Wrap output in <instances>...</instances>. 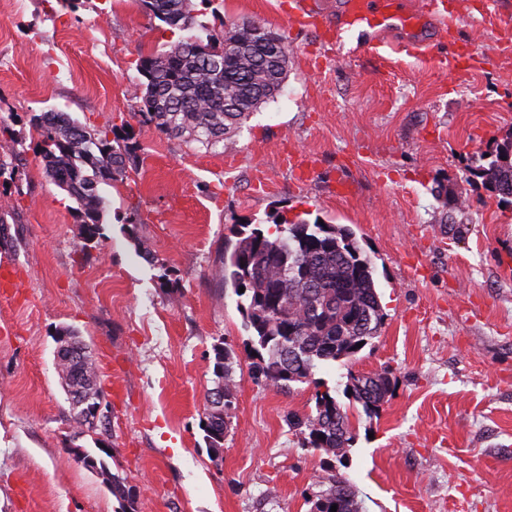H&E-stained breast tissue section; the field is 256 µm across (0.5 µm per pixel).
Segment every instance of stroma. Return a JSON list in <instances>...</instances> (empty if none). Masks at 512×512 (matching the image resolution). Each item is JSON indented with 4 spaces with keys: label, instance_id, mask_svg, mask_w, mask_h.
<instances>
[{
    "label": "stroma",
    "instance_id": "obj_1",
    "mask_svg": "<svg viewBox=\"0 0 512 512\" xmlns=\"http://www.w3.org/2000/svg\"><path fill=\"white\" fill-rule=\"evenodd\" d=\"M448 12L435 56L385 46L354 57L291 28L281 0H211L194 29L255 19L290 48L279 95L206 150L142 122L140 55L179 29L140 0H0V175L9 204L0 262V512H121L76 453L109 448L135 512H310L326 457L302 448L288 412L330 391L356 433L336 473L364 512H512V205L470 169L512 138V0ZM473 45L461 67L453 44ZM66 112L112 124L139 163L98 190L103 235L81 241L74 200L47 177L29 120ZM320 221L354 230L376 266L385 324L351 366L309 383H255L233 288L218 276L232 229ZM142 227L140 240L127 227ZM78 332L110 406L78 429L55 365L57 333ZM232 348L233 428L219 450L200 426L213 347ZM388 371L367 416L351 375Z\"/></svg>",
    "mask_w": 512,
    "mask_h": 512
}]
</instances>
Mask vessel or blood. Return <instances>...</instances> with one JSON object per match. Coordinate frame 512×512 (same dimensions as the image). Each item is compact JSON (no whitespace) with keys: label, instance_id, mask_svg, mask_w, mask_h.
Instances as JSON below:
<instances>
[{"label":"vessel or blood","instance_id":"obj_1","mask_svg":"<svg viewBox=\"0 0 512 512\" xmlns=\"http://www.w3.org/2000/svg\"><path fill=\"white\" fill-rule=\"evenodd\" d=\"M283 9L291 26L313 30L318 36H344L346 42L368 49L381 47L383 35L394 28L416 32V39L398 43L399 51L428 54L436 46L434 39L422 37L427 25L441 28L445 14L438 0H426L414 11L404 12L399 0H345L336 21L320 12L316 0H284Z\"/></svg>","mask_w":512,"mask_h":512}]
</instances>
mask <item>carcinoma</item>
<instances>
[{
  "mask_svg": "<svg viewBox=\"0 0 512 512\" xmlns=\"http://www.w3.org/2000/svg\"><path fill=\"white\" fill-rule=\"evenodd\" d=\"M149 15L187 35L163 53L142 55L136 84L143 121L189 144L216 148L238 133L253 112L274 99L288 75L286 39L264 23L246 19L230 29L219 28L201 39L193 34V0H140ZM39 138L45 170L53 184L76 202V218L84 240L99 237L105 206L97 185L112 182L138 161L139 147L114 134L110 125L91 127L65 112H43L30 119ZM481 168L482 177L500 200L512 201V139L501 143ZM237 241L224 255L218 275L238 297L244 325L251 331V375L278 390L304 383L318 365L353 360L378 337L385 314L376 290L375 266L354 232L334 224H285L270 238L259 228L242 224ZM244 291H239V288ZM215 387L205 396L202 421L210 448L223 446L236 403V384L229 350L214 348ZM59 376L72 391L94 404L100 396L99 374L87 354L83 361H56ZM370 389L352 387L355 401L376 416L392 391L389 374L369 375ZM288 427L301 446L339 461L355 442L348 416L330 393H316V414H287ZM87 468L100 470L112 494L133 509V496L123 480L105 471L87 451L77 453ZM314 485L318 496L311 512H363L361 500L328 466Z\"/></svg>",
  "mask_w": 512,
  "mask_h": 512,
  "instance_id": "carcinoma-1",
  "label": "carcinoma"
}]
</instances>
